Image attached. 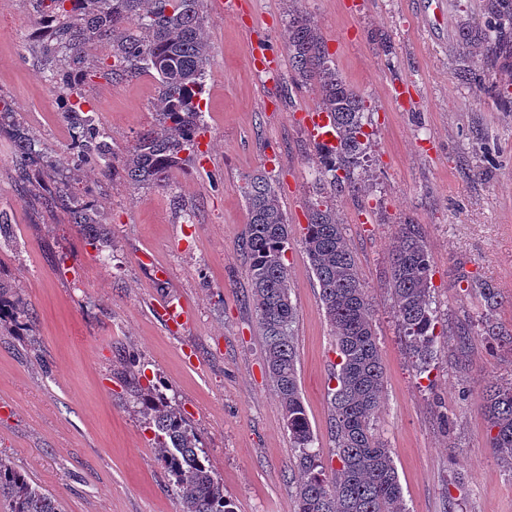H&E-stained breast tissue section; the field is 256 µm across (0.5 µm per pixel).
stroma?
Here are the masks:
<instances>
[{"mask_svg":"<svg viewBox=\"0 0 512 512\" xmlns=\"http://www.w3.org/2000/svg\"><path fill=\"white\" fill-rule=\"evenodd\" d=\"M302 0L343 79L363 94L370 179L329 203L344 226L375 310L385 401L375 432L392 451L407 512H512V471L487 437L479 382L512 377V347L483 336L477 288L499 292L495 318L512 332V58L474 56L462 35L488 26L487 0ZM207 16L209 66L199 107L205 148L165 189L78 173L104 231L89 245L66 213L21 178L0 134V291L21 297L26 327L0 321V456L57 498L62 512H180L157 462L154 433L117 378L162 385L201 439L234 512H296L294 450L265 373L246 261L241 188L264 172L290 223L286 253L298 380L326 470L329 378L338 361L304 248L317 144L299 122L316 106L291 81L282 0H239ZM31 0H0V107L20 114L46 148V181L74 171L59 92L29 50ZM389 41L383 53L380 41ZM267 48L276 71L249 61ZM402 97H395V88ZM79 91L117 152L155 123L157 81L143 72L93 78ZM418 224L431 255L437 354L419 372L387 289L398 225ZM166 280H156L154 268ZM178 301L188 321L157 314ZM471 325L469 349L457 333ZM461 485H454V477Z\"/></svg>","mask_w":512,"mask_h":512,"instance_id":"35a3bbf8","label":"stroma"}]
</instances>
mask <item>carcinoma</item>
Returning a JSON list of instances; mask_svg holds the SVG:
<instances>
[{
  "instance_id": "carcinoma-1",
  "label": "carcinoma",
  "mask_w": 512,
  "mask_h": 512,
  "mask_svg": "<svg viewBox=\"0 0 512 512\" xmlns=\"http://www.w3.org/2000/svg\"><path fill=\"white\" fill-rule=\"evenodd\" d=\"M300 0H285L288 53L298 86H313L319 108L333 119L336 147L319 148L323 181L319 189L340 193L357 190L366 180L364 168L371 133L364 97L350 87L329 58L325 42ZM42 26L30 46L49 65L51 82L65 103L62 116L74 132L71 144L76 167L102 164L103 175L137 186L163 189L170 171L201 154L203 113L197 99L209 61L204 36V0H34ZM487 30L464 36L470 49L493 53L512 29V0H492ZM90 43L109 46L112 62L103 76L155 72L158 84L157 124L141 134L132 147L116 155L100 132L92 112L71 100L72 90L90 75L86 53ZM12 126L15 146L25 162L42 160L45 148L21 125L16 112L3 113ZM248 225L241 250L258 325L264 337L265 365L283 411L294 449L293 467L300 475L297 512H406L403 489L391 449L374 433L381 411L386 372L380 354L374 309L368 288L336 210L316 204L309 209L305 250L320 286L325 317L336 340L338 369L331 375L332 438L339 467L326 474L314 450L316 436L301 396L297 375L294 323L297 307L291 299L288 267V219L275 187L261 172L242 187ZM58 200L75 226L99 223L96 209L78 203L71 188L58 191ZM388 286L398 326L409 353L422 371L435 352L438 311L433 307L432 265L418 227L402 224L390 250ZM485 302L480 319L483 334L512 346L493 320L499 300L495 288L478 284ZM18 320L27 307L16 297L3 305ZM130 396L154 427L157 460L170 477L182 512H234L224 494V481L215 474L197 433L172 407L157 385L128 381ZM480 409L489 425L490 446L512 471V379L491 380L482 388ZM0 501L7 512H61L48 491L32 483L16 465L0 457Z\"/></svg>"
}]
</instances>
